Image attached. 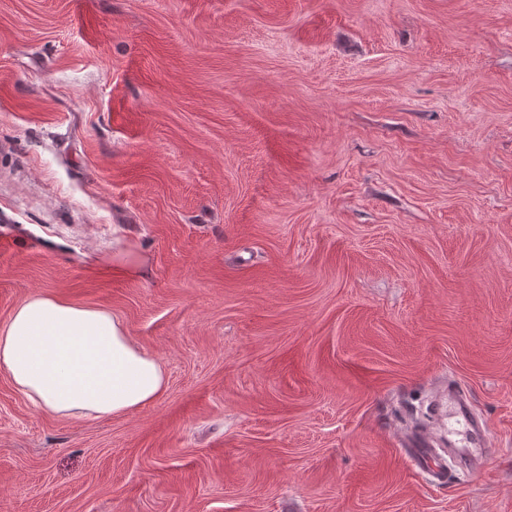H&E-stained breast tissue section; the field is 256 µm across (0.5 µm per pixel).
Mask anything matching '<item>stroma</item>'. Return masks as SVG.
I'll list each match as a JSON object with an SVG mask.
<instances>
[{
	"mask_svg": "<svg viewBox=\"0 0 512 512\" xmlns=\"http://www.w3.org/2000/svg\"><path fill=\"white\" fill-rule=\"evenodd\" d=\"M2 236L0 324L108 309L168 385L0 371V512H512V0H0ZM452 382L494 453L436 480ZM409 444L411 448L407 452V456L414 465L421 467L425 462L428 466L433 468L436 475L442 478H447L448 475L456 472L452 470L448 471L447 464L444 463L443 459H440L434 454L432 448H429L430 445L426 438L413 437Z\"/></svg>",
	"mask_w": 512,
	"mask_h": 512,
	"instance_id": "35a3bbf8",
	"label": "stroma"
}]
</instances>
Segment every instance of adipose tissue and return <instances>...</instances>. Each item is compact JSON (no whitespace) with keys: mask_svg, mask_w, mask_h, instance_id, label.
<instances>
[{"mask_svg":"<svg viewBox=\"0 0 512 512\" xmlns=\"http://www.w3.org/2000/svg\"><path fill=\"white\" fill-rule=\"evenodd\" d=\"M0 371L38 410L93 421L157 400L163 364L107 309L42 294L0 325Z\"/></svg>","mask_w":512,"mask_h":512,"instance_id":"adipose-tissue-1","label":"adipose tissue"}]
</instances>
